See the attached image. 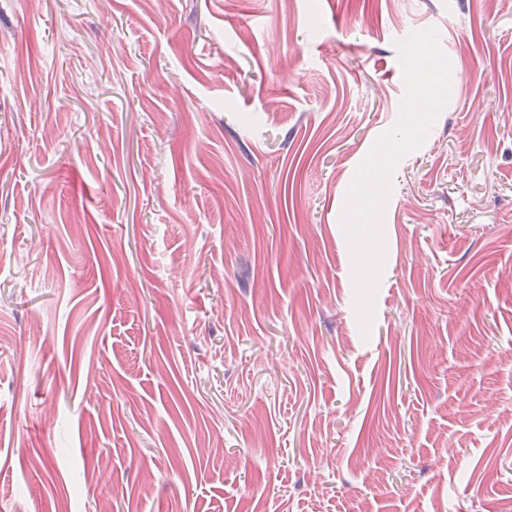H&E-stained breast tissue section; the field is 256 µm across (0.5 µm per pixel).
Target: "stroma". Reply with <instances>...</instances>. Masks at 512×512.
Returning <instances> with one entry per match:
<instances>
[{
  "label": "stroma",
  "mask_w": 512,
  "mask_h": 512,
  "mask_svg": "<svg viewBox=\"0 0 512 512\" xmlns=\"http://www.w3.org/2000/svg\"><path fill=\"white\" fill-rule=\"evenodd\" d=\"M435 28L374 324L347 188ZM512 512V0H0V512Z\"/></svg>",
  "instance_id": "obj_1"
}]
</instances>
